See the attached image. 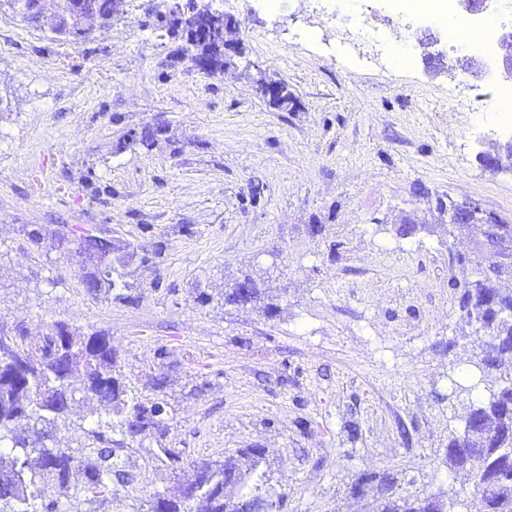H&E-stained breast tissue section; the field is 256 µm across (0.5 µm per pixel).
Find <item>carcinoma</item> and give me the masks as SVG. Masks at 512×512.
Instances as JSON below:
<instances>
[{"instance_id":"carcinoma-1","label":"carcinoma","mask_w":512,"mask_h":512,"mask_svg":"<svg viewBox=\"0 0 512 512\" xmlns=\"http://www.w3.org/2000/svg\"><path fill=\"white\" fill-rule=\"evenodd\" d=\"M95 22L89 31L108 23L113 16V0H90ZM195 56L205 61L204 72H224V48L217 43L196 45ZM163 126H147L131 142L148 149ZM506 232L498 224H488L476 238V268L488 264L487 239ZM30 244L40 250L60 243L63 234L47 224L26 227ZM83 246L86 257L81 268L88 294L95 298L129 299L135 289L127 280L129 265L137 248L127 242L130 256L100 254L92 244L91 230H85ZM499 271L490 269L475 287L462 280L460 304H469L482 313L489 335L483 354L470 362L473 391L483 378L500 372L512 360V291L501 287ZM223 300L238 307L252 306L270 316L277 305L267 303L256 282L246 293L236 285L224 290ZM117 350L104 332L82 335L63 321H56L34 342L28 340L23 326L15 333L0 331V479L17 477L0 484V512H67L64 502L99 499L112 488V482H130V458L119 455L129 445L145 438H162L168 423L165 405L144 402L132 395L125 383L114 375ZM80 375L82 391L100 406L101 412L85 431L84 444L75 456L64 448L51 445L59 423L66 420L77 388L72 383ZM468 429L448 443V461L464 469L480 463L473 474L476 512H512V382L495 378L486 393L477 396L465 415ZM159 458L177 474L190 466L193 479L182 485L180 494L171 498L164 492L150 496L146 512H227L224 477L231 470L250 472L244 492L265 501L268 512L277 507L280 494L262 469L264 457L249 448L244 459L229 458L214 462L206 458L187 461L180 452L163 446ZM58 488V495L46 494V480Z\"/></svg>"}]
</instances>
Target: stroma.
<instances>
[{
	"mask_svg": "<svg viewBox=\"0 0 512 512\" xmlns=\"http://www.w3.org/2000/svg\"><path fill=\"white\" fill-rule=\"evenodd\" d=\"M162 2L124 0L75 44L0 0V330L105 331L133 393L166 403V436L133 443L134 479L107 512L176 494L162 445L214 461L265 449L277 512H375L376 487L351 492L364 472L390 473L401 498L472 502L469 471L448 463L471 397L450 378L482 339L460 317L449 255L474 245L449 243L428 202L468 199L512 222V169L482 161L512 134L474 133L501 80L483 55L460 63L427 18L411 24L407 67L345 50L310 0H209L292 90L280 110L244 66L210 76L177 56L152 13ZM428 42L443 66L425 62ZM157 122L168 131L151 150L118 149ZM407 220L416 230L400 235ZM29 224L163 252L131 267V298L96 299L65 252L30 247ZM246 275L274 317L219 299Z\"/></svg>",
	"mask_w": 512,
	"mask_h": 512,
	"instance_id": "stroma-1",
	"label": "stroma"
}]
</instances>
